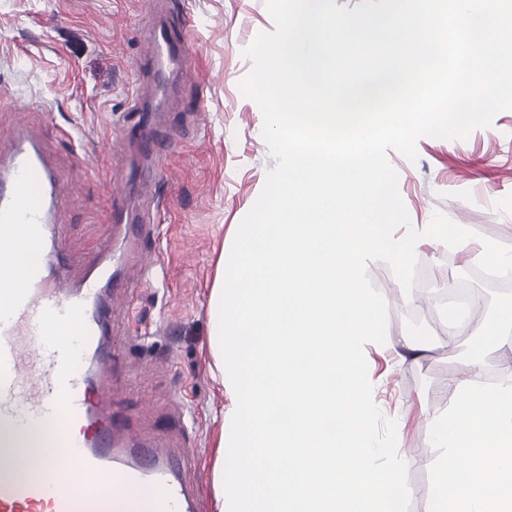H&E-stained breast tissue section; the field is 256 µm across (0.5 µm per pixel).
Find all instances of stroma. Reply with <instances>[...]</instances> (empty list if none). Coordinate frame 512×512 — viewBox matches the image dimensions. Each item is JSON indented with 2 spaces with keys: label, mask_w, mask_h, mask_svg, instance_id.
Returning a JSON list of instances; mask_svg holds the SVG:
<instances>
[{
  "label": "stroma",
  "mask_w": 512,
  "mask_h": 512,
  "mask_svg": "<svg viewBox=\"0 0 512 512\" xmlns=\"http://www.w3.org/2000/svg\"><path fill=\"white\" fill-rule=\"evenodd\" d=\"M162 19L190 68L151 117L159 148L144 159L128 107L134 95L154 97L143 38ZM272 28L265 0H0V95L13 106L0 112V150H9L17 123L35 127L65 193L59 219L67 226L69 279L99 265L110 200L160 221L119 269L128 303L112 316V410L143 439L195 449L200 512H214L215 418L227 403L208 368L217 258L276 165L261 112L239 88L251 69L243 51ZM73 127L82 133L78 151L59 134ZM416 148L413 163L388 153L411 223H430L439 211L476 237L452 249L421 238L420 283L409 293L385 263L369 262L388 324L385 344L366 345L365 356L373 400L397 424L410 512H430L445 454L430 422L448 406L449 373L477 357L484 373L506 379L504 350L472 330L495 322L512 335V290L472 283L483 302L457 327L442 320L439 306L475 269L481 237L512 246V110L466 139L423 137ZM419 336L423 355L400 358L401 346Z\"/></svg>",
  "instance_id": "35a3bbf8"
}]
</instances>
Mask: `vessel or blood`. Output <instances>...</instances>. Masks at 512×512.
<instances>
[{"label": "vessel or blood", "mask_w": 512, "mask_h": 512, "mask_svg": "<svg viewBox=\"0 0 512 512\" xmlns=\"http://www.w3.org/2000/svg\"><path fill=\"white\" fill-rule=\"evenodd\" d=\"M169 26L149 36L158 81L186 66ZM63 196L38 141L18 124L14 143L0 159V230H12L48 243L53 262L31 267L24 286L12 279L13 259L0 255V289L10 304L0 312V424L16 428L54 424L66 413L69 434L31 458L0 459V512H129L132 490H156L164 512H197V488L187 477L192 451L155 452L112 415L107 369L112 312L119 297L105 283L112 278L113 241L132 245L144 231L139 212L120 203L110 206L115 237L99 250L104 261L96 273L69 281L60 261L64 226L57 219ZM82 325L80 354L47 341L49 329L70 317ZM93 478L100 494L75 498L66 479Z\"/></svg>", "instance_id": "1"}]
</instances>
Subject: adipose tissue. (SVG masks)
<instances>
[{"instance_id": "obj_1", "label": "adipose tissue", "mask_w": 512, "mask_h": 512, "mask_svg": "<svg viewBox=\"0 0 512 512\" xmlns=\"http://www.w3.org/2000/svg\"><path fill=\"white\" fill-rule=\"evenodd\" d=\"M450 376L447 411L433 427L448 448L437 472L431 512H512V384L493 387L472 361Z\"/></svg>"}]
</instances>
